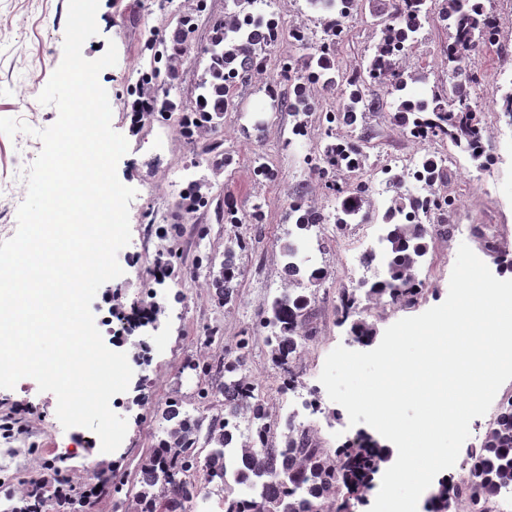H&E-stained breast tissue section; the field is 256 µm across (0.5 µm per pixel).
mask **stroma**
<instances>
[{
  "mask_svg": "<svg viewBox=\"0 0 512 512\" xmlns=\"http://www.w3.org/2000/svg\"><path fill=\"white\" fill-rule=\"evenodd\" d=\"M226 0H207L196 16L192 51L179 67L171 94L183 110L195 106V86L201 73L197 65L210 43L214 19L222 17ZM499 23L501 41L493 51L470 60L473 81L469 103L486 125L487 145L495 157L493 165L478 166L466 154L448 170L444 190L456 210L440 224L428 227L427 253L416 270L422 290L413 302L365 299L364 280L381 277L385 266L368 272L346 264L353 248L376 245L377 222L383 202H373V222L350 224L343 229L324 224L313 228L305 248L312 263L327 276L316 289L315 335L307 341L290 367L295 386L282 390L283 376L270 360L265 338L254 335L248 365L259 395L277 406L294 402L306 426L322 447L336 450L368 433L369 425H350L341 405L331 401L319 380L327 355L337 346L358 351L362 345L349 324L338 321L336 307L343 288L352 287L362 298V319L377 333L405 317L419 315L441 304L447 297L450 275L460 244H467L483 259L498 279H512V270L495 264L484 248L485 236L497 244L512 242V127L501 117L500 80L496 74L499 58L512 55V0H486ZM68 0H0V118H15L30 126V133L14 137L0 135V241L17 230V210L25 199L24 172L42 150L38 130L52 125L58 110L43 105L38 96L63 58V39ZM175 5L168 0H100L97 13L99 33L82 48L86 59L102 56L108 42H115L118 61L99 75L111 106V126L128 141L129 150L117 166L119 180L135 191L129 205L131 239L117 260L122 276L103 284L91 305L95 324L107 348L126 353L133 375L126 392L115 395L111 409L128 422L120 447L111 453L101 450L100 439L84 427L63 429L57 416L53 393L39 391L33 378L25 377L11 389H0V481L12 492L22 494L29 481L67 479L69 486L87 492L99 480L116 476L126 490L136 492L137 468L162 433L161 412L166 403L180 398L190 412H198L195 399L199 380L182 372L186 358L217 361L224 349L234 348L243 332L251 331L266 315L271 299L284 283V259L279 241L289 226L287 192L302 191L308 204L331 208L334 198L312 178L304 162L320 141L317 120H310L309 138L292 137L295 118L269 109V100L257 86L239 89V109L224 115V123L211 133L231 158L228 167L213 169V155L203 144L189 143L180 134L176 117L157 112L144 113L133 121L131 104L140 92L139 79L150 68L151 53L145 43L150 34L170 35L177 25ZM375 31L365 16L350 24V31L337 52L341 69L352 71L367 57ZM448 31L438 17H431L408 67L424 69L431 78L447 80L443 50ZM265 112L263 131L253 129V115ZM345 138L364 145L369 168L385 165L390 158L415 157L435 152L436 142L407 137L391 113H371L366 124L343 129ZM273 165L281 173L275 183L255 184L252 170L258 163ZM209 184V205L189 214H179L180 195L195 181ZM239 212H250L262 204L265 218L262 238L242 259L238 297L232 305L221 306L213 297L205 270L195 268L197 253H223L233 229L224 222L225 204ZM178 225L176 235L160 240L158 227ZM180 253L172 273L156 283L152 273L163 255L161 244ZM126 304L156 301L164 307L157 325L135 330L133 339L119 337L120 321L113 316L114 301ZM216 330L212 344H205L208 330Z\"/></svg>",
  "mask_w": 512,
  "mask_h": 512,
  "instance_id": "35a3bbf8",
  "label": "stroma"
}]
</instances>
